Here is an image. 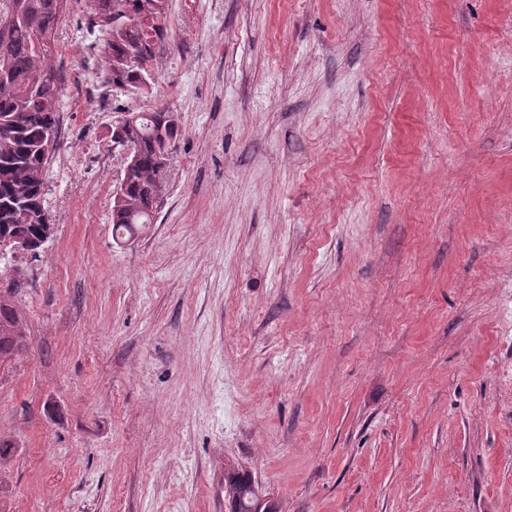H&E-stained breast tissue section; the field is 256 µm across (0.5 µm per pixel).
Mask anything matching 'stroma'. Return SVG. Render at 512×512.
I'll return each mask as SVG.
<instances>
[{"mask_svg": "<svg viewBox=\"0 0 512 512\" xmlns=\"http://www.w3.org/2000/svg\"><path fill=\"white\" fill-rule=\"evenodd\" d=\"M56 32L0 512H512V0H169L146 94ZM182 135L112 234L114 108ZM253 486L258 488L249 471L231 466L224 470V502L229 512H256Z\"/></svg>", "mask_w": 512, "mask_h": 512, "instance_id": "obj_1", "label": "stroma"}]
</instances>
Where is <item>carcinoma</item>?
<instances>
[{
	"label": "carcinoma",
	"mask_w": 512,
	"mask_h": 512,
	"mask_svg": "<svg viewBox=\"0 0 512 512\" xmlns=\"http://www.w3.org/2000/svg\"><path fill=\"white\" fill-rule=\"evenodd\" d=\"M68 0H0V17H10L0 31V237L30 240L42 248L41 224L46 168L60 147L61 81L52 64L57 28ZM88 25L106 34L102 52V85L146 91L156 49L166 36L153 0H87ZM141 65L132 67L129 58ZM182 135L165 107L146 111L135 122L112 126L111 141L131 144L140 152L124 170L123 206H112L115 233H131L138 224H152L157 188L165 184L160 160ZM55 147L47 148L48 137ZM17 286L0 298V360L26 352L30 336L26 317L15 302ZM254 477L245 469L224 472L228 512H254Z\"/></svg>",
	"instance_id": "obj_1"
}]
</instances>
